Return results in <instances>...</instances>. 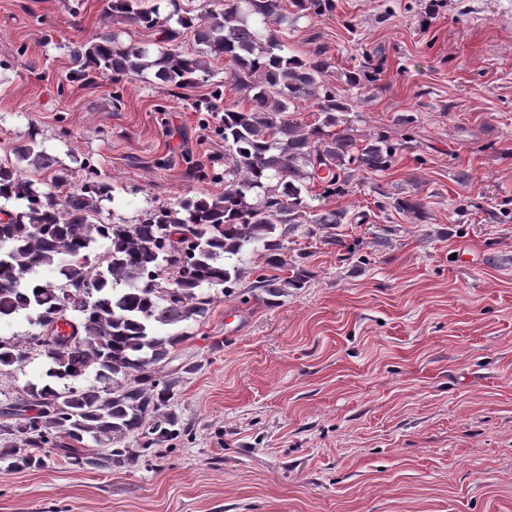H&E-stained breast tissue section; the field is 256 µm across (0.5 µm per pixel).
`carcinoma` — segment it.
Returning <instances> with one entry per match:
<instances>
[{
	"label": "carcinoma",
	"instance_id": "1",
	"mask_svg": "<svg viewBox=\"0 0 512 512\" xmlns=\"http://www.w3.org/2000/svg\"><path fill=\"white\" fill-rule=\"evenodd\" d=\"M170 5L163 18L159 8L144 9L139 0H109L112 15L161 30L169 46L153 51L97 34L72 49L71 76L109 78L116 104L123 100V81L147 71L177 89L207 88L195 111L199 124L224 140V169L183 160L188 177L224 188L153 205L134 224H98V204L111 186L93 161L82 162L81 184L62 199L22 176L25 163L52 186L65 181L37 133L14 148L16 164H0V201L22 202L0 206V321L24 315L36 327L0 341V375L34 352L50 363L49 381L27 385L0 408V461L10 470L41 467L54 455L79 468H124L180 437L171 409L179 379L164 367L188 326L207 313L210 291L238 295L246 253L257 245L265 267L256 270L249 290L277 299L306 287L312 274L305 255L284 259L291 236L325 229L324 243L341 247L334 229L366 218L316 209L311 188L325 198L341 197L358 173H385L396 161L398 147L383 131L357 142L347 118L350 100L323 80L329 62L288 53L280 37L284 25L333 13L335 0H224V8L198 13L179 0ZM172 21L178 28L169 26ZM182 29L204 53L173 45ZM211 55L232 64L230 78L244 107L224 105V81L215 79ZM375 72L349 70L345 84L358 89ZM300 100L317 108L314 122L293 118L290 109ZM391 207L415 218L424 214L422 199L412 194L393 198ZM98 241L108 244L107 252L92 258ZM42 268L55 269L61 283L37 277ZM284 269L289 275H280ZM90 373L94 385L83 383ZM90 444L99 451L86 452Z\"/></svg>",
	"mask_w": 512,
	"mask_h": 512
}]
</instances>
